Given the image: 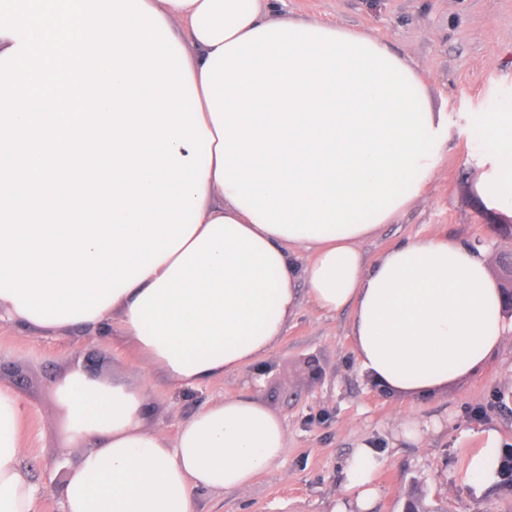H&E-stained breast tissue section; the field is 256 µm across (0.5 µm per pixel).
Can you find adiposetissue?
<instances>
[{"mask_svg":"<svg viewBox=\"0 0 512 512\" xmlns=\"http://www.w3.org/2000/svg\"><path fill=\"white\" fill-rule=\"evenodd\" d=\"M282 0H0V320L118 331L174 387L265 358L301 303L351 310L360 370L403 396L476 372L508 330L479 245L364 243L437 177L448 116L388 43ZM468 122L472 194L512 218V111ZM86 450L63 512H199L246 493L288 429L257 398L141 425L142 388L73 372L59 391ZM26 404L0 386V512H41ZM487 432L466 479H495ZM379 452L346 459L337 512H369Z\"/></svg>","mask_w":512,"mask_h":512,"instance_id":"adipose-tissue-1","label":"adipose tissue"}]
</instances>
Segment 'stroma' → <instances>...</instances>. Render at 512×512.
Returning a JSON list of instances; mask_svg holds the SVG:
<instances>
[{"label":"stroma","mask_w":512,"mask_h":512,"mask_svg":"<svg viewBox=\"0 0 512 512\" xmlns=\"http://www.w3.org/2000/svg\"><path fill=\"white\" fill-rule=\"evenodd\" d=\"M291 18L320 19L361 29L387 42L425 79L436 107L479 113L512 106V0H285ZM479 135L452 127L439 176L405 215L365 243L368 256L416 238L443 236L476 243L489 254L512 250L492 217L472 200L476 177L469 153ZM350 311L325 315L302 304L284 336L257 366L203 386L177 389L159 370L143 367L117 337L100 342L74 329L26 337L0 326V384L28 406L23 453L40 487L65 481L82 451L71 438L59 387L92 364L104 383L145 390L142 425L175 435L183 417L223 395H252L288 428V451L259 474L250 491H206L202 512H331L346 482L344 462L360 444L385 460L376 473L371 512H402L413 486L448 512H512V497L475 495L465 475L468 456L484 432L512 451V332L472 375L421 395L401 397L374 386L351 352ZM419 424V437L403 427Z\"/></svg>","instance_id":"obj_1"}]
</instances>
